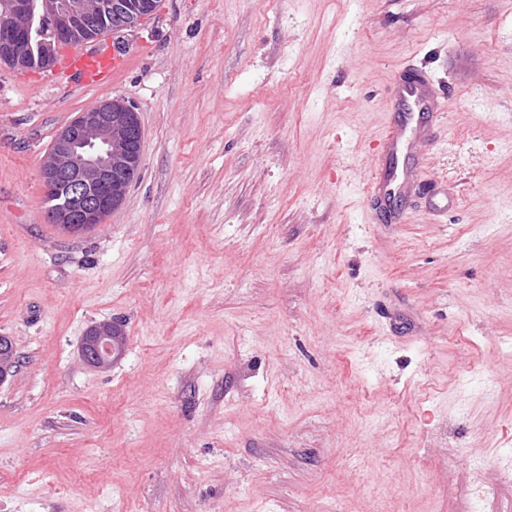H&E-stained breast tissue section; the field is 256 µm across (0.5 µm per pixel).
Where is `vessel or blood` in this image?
I'll return each mask as SVG.
<instances>
[{"mask_svg": "<svg viewBox=\"0 0 512 512\" xmlns=\"http://www.w3.org/2000/svg\"><path fill=\"white\" fill-rule=\"evenodd\" d=\"M127 62L125 52L118 48L109 53H87L72 45L60 52L57 72L61 77L88 86L104 82L112 74L124 70ZM431 97L427 80L415 74L402 77L397 86V100L404 110L386 124L378 137L387 166L372 183L369 196L384 204L385 222H396L402 215L399 204L411 187L414 172L406 165L398 166L397 161L411 159L412 136L423 123Z\"/></svg>", "mask_w": 512, "mask_h": 512, "instance_id": "1", "label": "vessel or blood"}]
</instances>
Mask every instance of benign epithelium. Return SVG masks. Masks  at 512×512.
Masks as SVG:
<instances>
[{
  "instance_id": "1",
  "label": "benign epithelium",
  "mask_w": 512,
  "mask_h": 512,
  "mask_svg": "<svg viewBox=\"0 0 512 512\" xmlns=\"http://www.w3.org/2000/svg\"><path fill=\"white\" fill-rule=\"evenodd\" d=\"M34 0H0V66L42 70L53 68L56 49L65 38L97 30V0H44L35 15ZM115 17L127 28L142 20L123 0H113ZM143 129L134 106L123 99L108 100L79 113L56 136L43 157L40 176L50 185L69 186L67 209L47 211L50 222L70 235L104 222L123 202L142 160ZM126 337L120 325L102 321L85 332L80 353L88 365L106 369L123 353ZM12 340L0 335V385L18 367Z\"/></svg>"
}]
</instances>
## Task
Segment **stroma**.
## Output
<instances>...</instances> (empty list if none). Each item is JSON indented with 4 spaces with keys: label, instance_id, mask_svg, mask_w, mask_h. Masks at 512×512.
<instances>
[{
    "label": "stroma",
    "instance_id": "35a3bbf8",
    "mask_svg": "<svg viewBox=\"0 0 512 512\" xmlns=\"http://www.w3.org/2000/svg\"><path fill=\"white\" fill-rule=\"evenodd\" d=\"M88 45L127 68L0 67V512H512V0H161ZM408 64L445 105L416 173L458 204L382 224ZM113 98L139 174L65 234L42 158ZM127 62V55L118 48H113L112 53H87L72 45L59 53L57 73L88 86L104 82L112 74L124 70ZM124 335L120 325L112 321H102L90 326L81 342L82 359L91 367L109 368L125 350L126 337ZM17 350L8 336L0 335V384L4 383L18 367Z\"/></svg>",
    "mask_w": 512,
    "mask_h": 512
}]
</instances>
